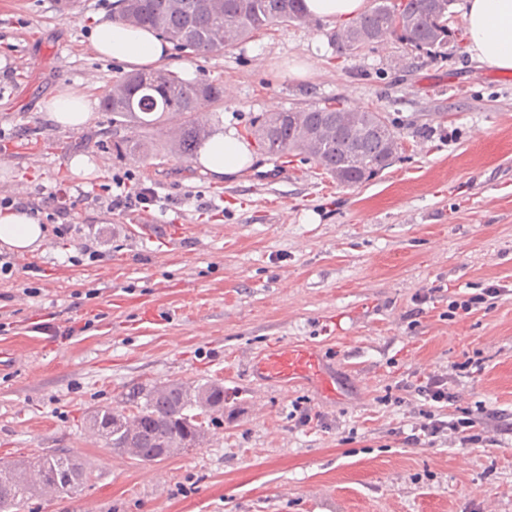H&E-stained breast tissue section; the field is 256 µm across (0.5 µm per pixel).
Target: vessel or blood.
Here are the masks:
<instances>
[{"mask_svg": "<svg viewBox=\"0 0 512 512\" xmlns=\"http://www.w3.org/2000/svg\"><path fill=\"white\" fill-rule=\"evenodd\" d=\"M251 375L263 384L304 383L335 395L336 373L310 345H281L248 363Z\"/></svg>", "mask_w": 512, "mask_h": 512, "instance_id": "vessel-or-blood-1", "label": "vessel or blood"}]
</instances>
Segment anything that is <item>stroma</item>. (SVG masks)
<instances>
[{
	"instance_id": "stroma-1",
	"label": "stroma",
	"mask_w": 512,
	"mask_h": 512,
	"mask_svg": "<svg viewBox=\"0 0 512 512\" xmlns=\"http://www.w3.org/2000/svg\"><path fill=\"white\" fill-rule=\"evenodd\" d=\"M0 0V189L40 202L69 186L71 234L46 223L36 253L0 275V461L65 450L91 481L21 512H512V72L387 40L336 54V24L274 26L222 52L174 50L167 70L219 83L209 123L235 130L258 159L217 181L171 153L170 119L147 156L117 155L100 102L123 63L90 48L112 0ZM313 56L311 73L287 66ZM88 93L77 130L45 108L59 88ZM384 112L403 146L354 188L324 186L296 155L262 151L265 114L328 102ZM87 156L95 169L74 173ZM150 187V210H108L105 185ZM151 225L133 233L136 222ZM103 252L90 261L81 247ZM510 290L449 318L455 292ZM307 343L342 368L336 402L308 387L257 384L246 363ZM485 369L460 371L467 359ZM447 377L448 415L483 406L480 442L405 443L421 419L415 385ZM223 384L224 413L200 447L145 463L104 448L84 421L128 391ZM312 417L299 421L301 411Z\"/></svg>"
}]
</instances>
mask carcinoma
I'll return each instance as SVG.
<instances>
[{
	"label": "carcinoma",
	"mask_w": 512,
	"mask_h": 512,
	"mask_svg": "<svg viewBox=\"0 0 512 512\" xmlns=\"http://www.w3.org/2000/svg\"><path fill=\"white\" fill-rule=\"evenodd\" d=\"M209 0H123L125 21L168 35L180 50L195 55L218 52L211 33L227 24L235 32L232 46L275 25L307 21L302 0H224L216 16ZM435 0H373V6L340 26L332 35L339 54L351 55L370 41L393 38L417 49L440 53L454 45L462 30L452 28L453 11L440 13ZM222 91L212 81L189 82L177 74L124 73L101 101L115 127L153 128L169 112L184 117L181 135L172 143L180 156L194 155L209 132H201L194 114L202 100L218 102ZM254 135L272 155H303L313 160L340 186L361 184L386 166L402 148L399 133L377 110L357 112L331 104L299 113L273 112L254 127ZM121 154H149L152 143L126 136L112 142ZM131 410L104 407L89 413L86 426L113 451L140 462H158L200 444L208 423L224 413V386L168 382L132 389ZM92 477L91 467L68 452L47 453L18 462H0V512H19L31 497L63 499L80 491Z\"/></svg>",
	"instance_id": "cac0c4a2"
}]
</instances>
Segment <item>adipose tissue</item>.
Segmentation results:
<instances>
[{
    "label": "adipose tissue",
    "mask_w": 512,
    "mask_h": 512,
    "mask_svg": "<svg viewBox=\"0 0 512 512\" xmlns=\"http://www.w3.org/2000/svg\"><path fill=\"white\" fill-rule=\"evenodd\" d=\"M462 17L473 60L512 71V0H462ZM91 48L96 55L126 62L131 68L152 72L170 59V44L155 32L128 25L121 12L95 18ZM53 120L61 127L78 129L92 118L89 98L69 87L60 88L48 102ZM255 158L234 131L214 129L199 150L204 173L221 180L250 167ZM44 227L37 216L23 210H0V245L26 255L38 249Z\"/></svg>",
    "instance_id": "adipose-tissue-1"
}]
</instances>
